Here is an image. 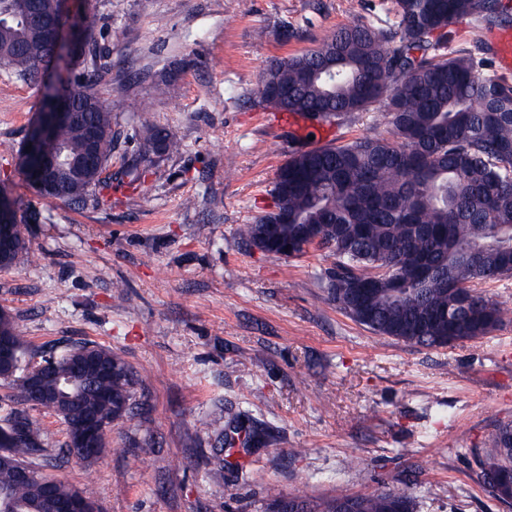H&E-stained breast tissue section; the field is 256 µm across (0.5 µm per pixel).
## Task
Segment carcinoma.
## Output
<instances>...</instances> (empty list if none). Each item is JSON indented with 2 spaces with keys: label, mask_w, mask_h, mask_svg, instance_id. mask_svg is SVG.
<instances>
[{
  "label": "carcinoma",
  "mask_w": 512,
  "mask_h": 512,
  "mask_svg": "<svg viewBox=\"0 0 512 512\" xmlns=\"http://www.w3.org/2000/svg\"><path fill=\"white\" fill-rule=\"evenodd\" d=\"M19 0H0V69L26 81H38L53 58L43 32L28 25L18 11ZM398 44L374 28L354 24L339 28L311 51L272 59L258 94L276 112H293L324 120L359 112L383 101L391 115V135L371 133L340 145L291 153L280 166L272 194L295 222L280 234L305 237L313 228L321 245L335 258L329 275V298L360 325L378 336L415 345L444 347L489 335L501 321L503 308L476 292L473 314L448 325V309L457 289L477 279L496 282L512 277V84L481 72L467 53L448 54L433 38L466 17L495 10V0H396ZM101 30L94 12L80 16L84 36L79 79L64 94L83 109L77 124L59 125L53 141L61 150L59 180L69 192H38L50 204L79 203L93 191L112 190L102 178L112 158L118 132L112 110L99 90L93 58ZM99 131L101 170L75 169L72 161L85 150V126ZM177 132L156 125L143 130L141 152L129 165V184L140 180L154 159L181 152ZM0 333L14 346L13 370L6 381L15 407L0 420L11 425L24 415L27 437L0 456V492L10 495L18 512H55L54 506L76 493L94 500L87 489L55 482L45 493L47 476L37 472L25 483L15 479L16 465L48 450L39 423L22 405L32 354L19 336L15 321L0 314ZM115 373L101 379L86 372L80 398L59 400L56 377L69 372L70 350L51 354L53 376L44 380L35 409L73 424L92 415L111 424L129 418L136 402V377L131 366L112 350L82 345ZM483 483L499 500L503 492L486 480L512 467V450L500 448L497 437L478 459ZM268 507L284 504L285 512H336L341 500L355 501L358 512H414L405 484L383 486L367 495L326 498L286 496L271 489Z\"/></svg>",
  "instance_id": "1"
}]
</instances>
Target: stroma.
<instances>
[{"instance_id":"obj_1","label":"stroma","mask_w":512,"mask_h":512,"mask_svg":"<svg viewBox=\"0 0 512 512\" xmlns=\"http://www.w3.org/2000/svg\"><path fill=\"white\" fill-rule=\"evenodd\" d=\"M506 15L466 18L448 50L506 76L484 48L512 32ZM102 17L98 48L125 79L100 90L120 134L97 203L48 205L18 156L73 56L44 81L0 72V189L18 207L29 252L0 268V310L28 347L112 349L139 375L134 417L111 428L87 465L66 454L65 427L36 412L51 478L92 486L101 512H265L266 489L367 494L408 484L416 512H512L479 477L477 459L512 425V278L475 282L504 310L480 339L425 347L378 336L329 299L334 263L312 247L284 258L241 238L272 203L288 155L389 134L383 103L333 122H280L256 90L268 63L316 49L337 27L392 37L395 0H66ZM170 85L168 98L152 94ZM174 129L179 155L137 183L124 171L142 125ZM209 428H202L201 420ZM230 433L224 469L213 454Z\"/></svg>"}]
</instances>
